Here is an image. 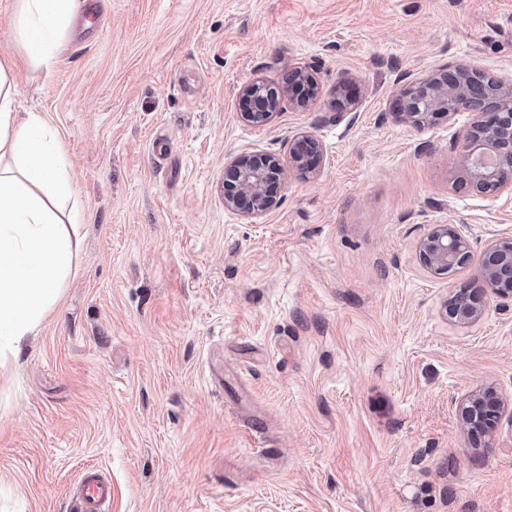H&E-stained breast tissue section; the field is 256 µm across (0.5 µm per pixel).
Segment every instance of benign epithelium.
I'll return each instance as SVG.
<instances>
[{"instance_id":"7a95c632","label":"benign epithelium","mask_w":512,"mask_h":512,"mask_svg":"<svg viewBox=\"0 0 512 512\" xmlns=\"http://www.w3.org/2000/svg\"><path fill=\"white\" fill-rule=\"evenodd\" d=\"M313 66L290 64L280 84L263 80L243 86L239 95L250 124L261 127L283 106L302 108L315 97L317 83ZM473 70L456 65L436 75L412 81L396 98L395 111L408 126L421 130L435 118H451L459 112L475 115L474 126L482 137L468 144L461 182L482 193L512 192V174L499 175L501 166L512 168V83L496 82L497 107L487 104L489 92L472 80ZM290 156L303 172L314 176L322 165V147L317 138L300 133L291 139ZM284 169L269 153L237 154L224 164V207L245 216H258L272 209L284 188ZM421 265L435 275H447L472 264L470 236L460 224H433L417 242ZM479 267L490 291L512 300V234L494 238L479 257ZM446 319L472 326L485 314L482 296L456 291L443 304ZM463 433L475 448H490L504 414L512 418V405L498 389L487 384L455 402Z\"/></svg>"}]
</instances>
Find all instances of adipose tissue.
I'll return each mask as SVG.
<instances>
[{
    "instance_id": "adipose-tissue-1",
    "label": "adipose tissue",
    "mask_w": 512,
    "mask_h": 512,
    "mask_svg": "<svg viewBox=\"0 0 512 512\" xmlns=\"http://www.w3.org/2000/svg\"><path fill=\"white\" fill-rule=\"evenodd\" d=\"M19 2L15 33L29 59L50 64L76 0ZM15 103L12 66L0 60V335L17 344L60 299L72 248L60 211L72 187L48 120Z\"/></svg>"
}]
</instances>
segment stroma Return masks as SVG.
Wrapping results in <instances>:
<instances>
[{"label": "stroma", "instance_id": "35a3bbf8", "mask_svg": "<svg viewBox=\"0 0 512 512\" xmlns=\"http://www.w3.org/2000/svg\"><path fill=\"white\" fill-rule=\"evenodd\" d=\"M100 37L50 65L13 35L16 109L46 115L76 192L59 303L0 352V512H72L82 470L112 512H512V420L471 448L453 400L512 399V300L442 314L483 286L433 275L417 242L512 232V194L459 189L470 113L415 130L392 101L467 64L512 81V0H103ZM314 65L318 94L262 127L238 92ZM355 96L344 115V84ZM316 137L317 176L290 141ZM285 168L278 204L224 207V163ZM443 313L446 319L457 325L472 326L477 324L485 314L482 296L478 293L472 295L458 294V290L450 293L443 304Z\"/></svg>", "mask_w": 512, "mask_h": 512}]
</instances>
